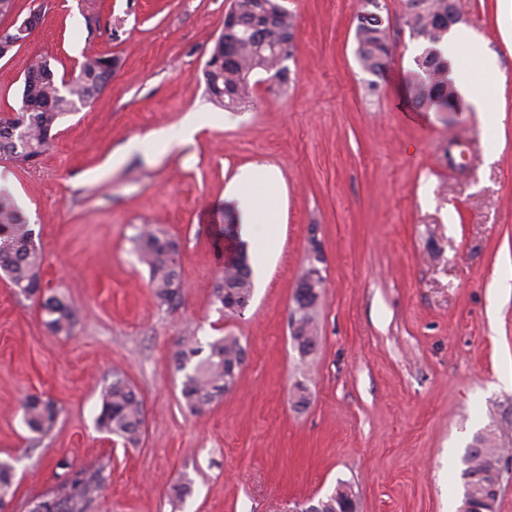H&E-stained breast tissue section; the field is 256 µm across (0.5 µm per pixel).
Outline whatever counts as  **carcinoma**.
I'll list each match as a JSON object with an SVG mask.
<instances>
[{"label": "carcinoma", "mask_w": 512, "mask_h": 512, "mask_svg": "<svg viewBox=\"0 0 512 512\" xmlns=\"http://www.w3.org/2000/svg\"><path fill=\"white\" fill-rule=\"evenodd\" d=\"M236 26L228 28L224 40L214 42L204 64L203 78L210 101L217 107L235 111L252 94L250 75L263 71L283 82L282 62L289 53L294 19L280 0H235ZM413 35L422 40V52L415 57L416 69L409 86L412 103L436 112L448 111L458 101V92L449 78L452 63L440 45L448 37V0H407ZM357 57L364 70L379 72L389 54L388 27L368 21L356 26ZM119 59L112 55H87L66 92L59 90L50 64L31 57L23 71L21 105L16 115L0 113V157L28 162L45 154L52 146L54 129L66 115L78 111L105 87ZM141 262L149 269V288L156 305L177 310L183 302L179 244L159 228L144 227L138 235ZM239 261L224 267L214 288V304L225 315H238L250 299L253 281L246 245L238 246ZM43 254L34 232L11 195L0 191V271L14 290L26 297H38L46 326L55 334L69 336L79 311L56 295H42L40 270ZM317 293L306 288L307 309L295 317L292 339L302 356L319 345L314 312ZM244 352L235 336L202 342L194 329L180 337L172 355L176 372L182 374L181 396L186 409L202 415L224 397L237 378L234 362ZM28 429L38 438L52 431L58 418L56 406L39 396H30L23 405ZM100 431L115 436L123 444L136 446L143 433L144 403L139 393L119 376L105 388L97 416ZM501 449L490 434L476 436L463 459V501L474 504L499 484ZM58 485L44 496L31 512H87L105 483L106 467H76L66 460L56 464ZM14 466L0 460V503L14 498ZM321 512H349L355 508L352 489L344 483L320 499Z\"/></svg>", "instance_id": "cac0c4a2"}]
</instances>
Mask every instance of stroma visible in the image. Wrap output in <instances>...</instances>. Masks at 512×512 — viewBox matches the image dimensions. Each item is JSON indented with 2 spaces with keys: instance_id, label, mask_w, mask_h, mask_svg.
Instances as JSON below:
<instances>
[{
  "instance_id": "1",
  "label": "stroma",
  "mask_w": 512,
  "mask_h": 512,
  "mask_svg": "<svg viewBox=\"0 0 512 512\" xmlns=\"http://www.w3.org/2000/svg\"><path fill=\"white\" fill-rule=\"evenodd\" d=\"M231 2L54 0L0 59L2 112L19 106L30 56L60 77L90 54L120 59L107 88L60 121L49 152L0 159V187L43 251L42 286L80 311L73 336L53 335L36 300L0 275V458L18 482L8 512L55 489L62 459L107 463L91 512H306L341 482L356 512H448L462 505V458L482 433L507 451L495 512H512V390L499 382L512 369V290L492 286L512 268V0H455L460 29L496 58L481 112L411 106L423 44L406 0H381L392 53L377 77L356 57L363 0H281L295 17L286 82L259 71L248 106H214L202 69ZM188 120L193 141L155 139ZM249 164L272 168L280 187L256 189L265 253L249 256L248 306L226 316L212 293L237 243L212 227ZM146 224L180 245L186 290L173 312L156 306L134 249ZM314 243L325 287L320 343L304 357L290 320ZM189 326L246 349L234 388L201 416L184 407L171 361ZM116 374L144 400L135 447L96 425ZM30 394L60 411L37 440L22 418ZM180 483L190 494L175 507L167 494Z\"/></svg>"
}]
</instances>
